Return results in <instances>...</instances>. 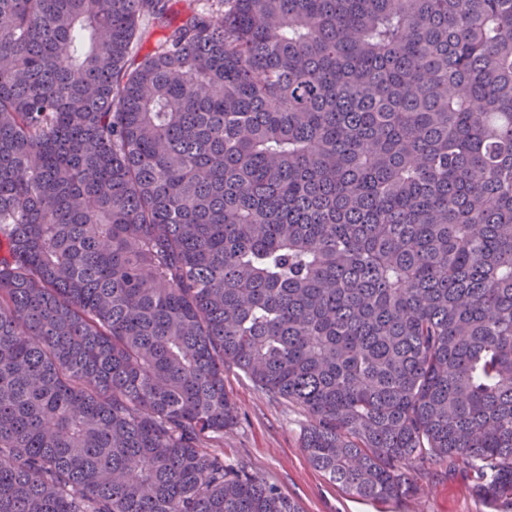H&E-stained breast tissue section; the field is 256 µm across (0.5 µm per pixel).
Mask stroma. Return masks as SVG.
Wrapping results in <instances>:
<instances>
[{"instance_id": "stroma-1", "label": "stroma", "mask_w": 512, "mask_h": 512, "mask_svg": "<svg viewBox=\"0 0 512 512\" xmlns=\"http://www.w3.org/2000/svg\"><path fill=\"white\" fill-rule=\"evenodd\" d=\"M224 389L239 418L223 439L209 443L208 453L262 477L301 512H486L471 481L448 476L441 465L415 473L418 493L400 502L355 498L308 461L302 438L310 419L300 407L258 389L232 365L224 369Z\"/></svg>"}]
</instances>
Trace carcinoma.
I'll return each mask as SVG.
<instances>
[{"instance_id":"cac0c4a2","label":"carcinoma","mask_w":512,"mask_h":512,"mask_svg":"<svg viewBox=\"0 0 512 512\" xmlns=\"http://www.w3.org/2000/svg\"><path fill=\"white\" fill-rule=\"evenodd\" d=\"M170 2L0 0V512H298L227 364L512 512V0Z\"/></svg>"}]
</instances>
